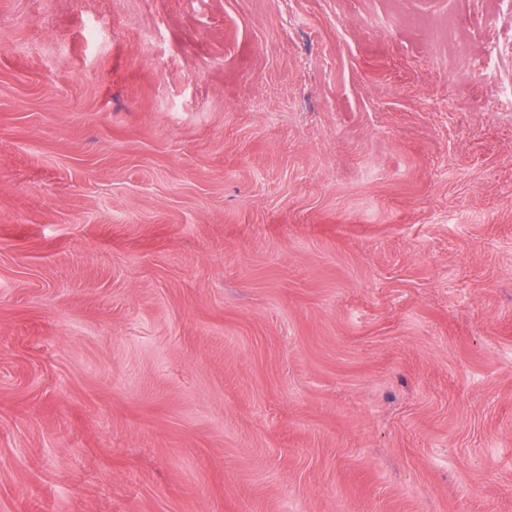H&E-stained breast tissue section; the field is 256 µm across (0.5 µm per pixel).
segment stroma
I'll return each mask as SVG.
<instances>
[{
    "mask_svg": "<svg viewBox=\"0 0 512 512\" xmlns=\"http://www.w3.org/2000/svg\"><path fill=\"white\" fill-rule=\"evenodd\" d=\"M0 512H512V0H0Z\"/></svg>",
    "mask_w": 512,
    "mask_h": 512,
    "instance_id": "1",
    "label": "stroma"
}]
</instances>
